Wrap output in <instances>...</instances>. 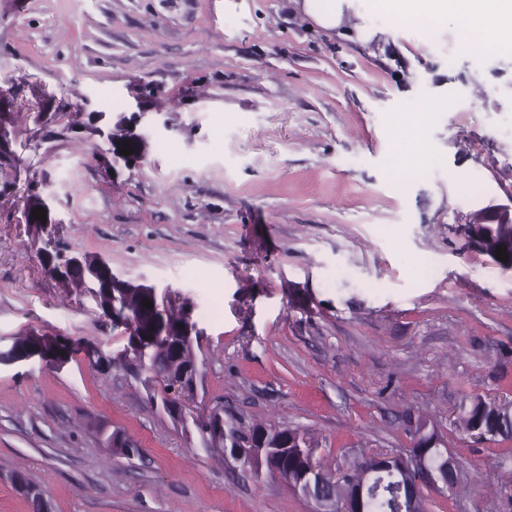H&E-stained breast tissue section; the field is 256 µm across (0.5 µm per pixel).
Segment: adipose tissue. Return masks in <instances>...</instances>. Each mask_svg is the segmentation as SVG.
<instances>
[{
	"label": "adipose tissue",
	"mask_w": 512,
	"mask_h": 512,
	"mask_svg": "<svg viewBox=\"0 0 512 512\" xmlns=\"http://www.w3.org/2000/svg\"><path fill=\"white\" fill-rule=\"evenodd\" d=\"M397 13L434 20L463 15L461 37L482 51L512 50V0H390Z\"/></svg>",
	"instance_id": "1"
}]
</instances>
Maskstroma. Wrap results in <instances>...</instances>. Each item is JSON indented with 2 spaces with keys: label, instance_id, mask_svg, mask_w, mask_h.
Wrapping results in <instances>:
<instances>
[{
  "label": "stroma",
  "instance_id": "35a3bbf8",
  "mask_svg": "<svg viewBox=\"0 0 512 512\" xmlns=\"http://www.w3.org/2000/svg\"><path fill=\"white\" fill-rule=\"evenodd\" d=\"M352 15L326 31L294 0H0V348L84 346L0 365V512H31L18 476L53 512H311L163 411L123 328L42 266L35 192L68 249L191 311L190 415L298 429L334 473L410 447L420 414L482 475L425 490L430 512H505L512 439L455 417L467 394L512 400V269L463 232L512 192V53L471 49L451 16ZM102 128L143 135V158L113 161ZM116 429L139 456L105 448ZM38 207L44 208V211H46V222L33 218L32 211ZM26 215L27 221L25 219V223H27L31 232L32 242L37 247V250L44 251L46 247H55L54 236L50 229L56 224V221L52 217L49 199L39 195L31 198L27 204ZM50 238L51 240L49 241Z\"/></svg>",
  "mask_w": 512,
  "mask_h": 512
}]
</instances>
